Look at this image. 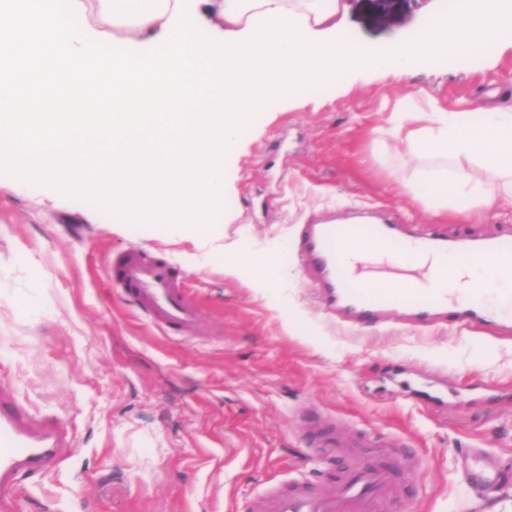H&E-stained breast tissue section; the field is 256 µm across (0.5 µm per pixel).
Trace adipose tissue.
<instances>
[{"mask_svg":"<svg viewBox=\"0 0 512 512\" xmlns=\"http://www.w3.org/2000/svg\"><path fill=\"white\" fill-rule=\"evenodd\" d=\"M343 0H0L10 35L0 52V131L28 148L12 164L53 183L67 171L75 191L141 220L187 223L212 238L210 214L224 194V152L270 96L340 82L373 68L394 80L437 57L482 53L512 29V0H459L431 15L423 33L372 53L336 36ZM58 88H110L86 112H45L24 96L27 76ZM108 133L112 157L61 149L79 130ZM398 148L440 164L403 182L433 215L468 217L512 207L490 194L466 163L512 174V107L401 112ZM413 268L512 290V276L480 265L448 273L423 256Z\"/></svg>","mask_w":512,"mask_h":512,"instance_id":"adipose-tissue-1","label":"adipose tissue"}]
</instances>
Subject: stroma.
<instances>
[{
    "label": "stroma",
    "mask_w": 512,
    "mask_h": 512,
    "mask_svg": "<svg viewBox=\"0 0 512 512\" xmlns=\"http://www.w3.org/2000/svg\"><path fill=\"white\" fill-rule=\"evenodd\" d=\"M448 9L416 0L387 28L351 9L340 31L381 52ZM401 106H512V41L400 82L359 69L263 105L224 156L211 253L187 226L130 220L0 162V394L65 442L48 471L18 477L19 512H256L272 489L329 466L308 415L407 443L420 468L394 448L354 451L393 470L399 512H506L512 334L421 332L403 313L380 328L351 326L321 307L301 265L305 225L334 212L374 211L416 231L434 224L398 188L432 165L401 155L388 135ZM133 248L184 274L201 314L192 338L164 334L109 282L112 258ZM269 252L270 288L224 272L225 261ZM468 448L491 455L493 500L464 482Z\"/></svg>",
    "instance_id": "stroma-1"
}]
</instances>
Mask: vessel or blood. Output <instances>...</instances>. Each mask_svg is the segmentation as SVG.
Returning <instances> with one entry per match:
<instances>
[{
    "label": "vessel or blood",
    "mask_w": 512,
    "mask_h": 512,
    "mask_svg": "<svg viewBox=\"0 0 512 512\" xmlns=\"http://www.w3.org/2000/svg\"><path fill=\"white\" fill-rule=\"evenodd\" d=\"M300 250L318 273V288L327 310L359 326L386 322L406 311L419 326L441 323L472 327L512 328V306L501 307L485 289L464 293L432 276L395 283L371 275L367 259L382 255L393 263L435 252L451 267L489 264L512 272V235L473 238L448 236L432 226L414 235L401 225L353 220L307 225ZM108 278L166 333L183 336L196 332L199 311L182 288L181 275L165 261L131 249L117 255ZM318 447L363 448L369 435L355 436L333 421L311 425ZM62 452L55 430L33 434L11 400L0 397V495L8 496L17 477L34 475L52 465ZM468 485L492 494L497 475L483 449L467 455ZM399 490L390 469L357 461L333 462L320 483L293 480L268 494L262 512H384Z\"/></svg>",
    "instance_id": "1"
}]
</instances>
